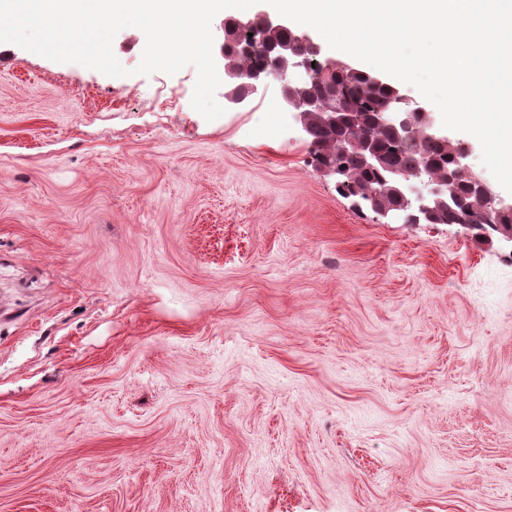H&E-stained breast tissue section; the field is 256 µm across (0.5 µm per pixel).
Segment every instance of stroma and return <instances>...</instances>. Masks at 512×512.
<instances>
[{"label": "stroma", "mask_w": 512, "mask_h": 512, "mask_svg": "<svg viewBox=\"0 0 512 512\" xmlns=\"http://www.w3.org/2000/svg\"><path fill=\"white\" fill-rule=\"evenodd\" d=\"M0 43V512H512V250L389 224L280 84Z\"/></svg>", "instance_id": "stroma-1"}]
</instances>
